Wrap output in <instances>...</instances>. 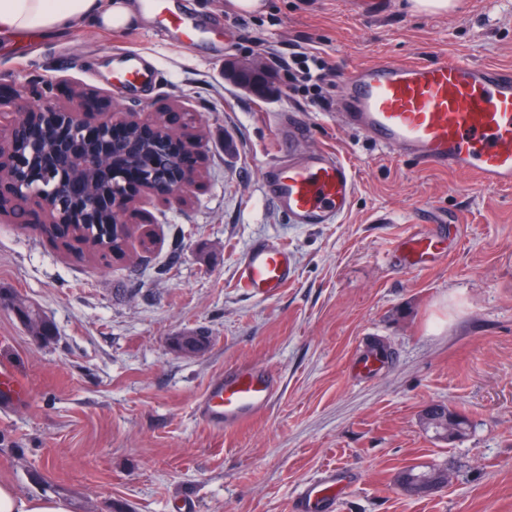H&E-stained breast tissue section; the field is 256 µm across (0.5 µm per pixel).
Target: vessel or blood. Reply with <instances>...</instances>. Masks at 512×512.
I'll list each match as a JSON object with an SVG mask.
<instances>
[{
	"mask_svg": "<svg viewBox=\"0 0 512 512\" xmlns=\"http://www.w3.org/2000/svg\"><path fill=\"white\" fill-rule=\"evenodd\" d=\"M146 12L178 35L187 47L202 35L174 11L168 0H146ZM118 75L130 90L152 81L137 54L122 55ZM342 107L349 124L378 146L445 170L460 172L485 186L512 185V69L468 60L448 62L378 61L347 71ZM270 199L293 224H335L351 204L355 183L350 166L334 151L317 148L303 157L276 152L262 170ZM403 249L410 267L424 268L437 244L413 233ZM292 253L274 240H261L243 252L239 282L253 296L269 299L293 279ZM278 391L261 367L225 371L212 381L195 412L216 428L239 427L265 412ZM28 389L9 367L0 365V408L26 400ZM340 492L335 471L305 484L295 512H336Z\"/></svg>",
	"mask_w": 512,
	"mask_h": 512,
	"instance_id": "b4317fda",
	"label": "vessel or blood"
}]
</instances>
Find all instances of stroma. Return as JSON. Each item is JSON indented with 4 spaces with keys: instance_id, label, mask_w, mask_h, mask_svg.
Masks as SVG:
<instances>
[{
    "instance_id": "obj_1",
    "label": "stroma",
    "mask_w": 512,
    "mask_h": 512,
    "mask_svg": "<svg viewBox=\"0 0 512 512\" xmlns=\"http://www.w3.org/2000/svg\"><path fill=\"white\" fill-rule=\"evenodd\" d=\"M444 13L385 0L362 17L355 0H172L208 30L175 46L154 20L126 32L84 28L0 40V95L33 107L25 86L65 105L76 87L125 109L173 106L204 145L197 185L180 203L140 196L124 216L126 253L89 259L58 246L41 224L0 217V292L37 304L55 336L37 343L0 303V364L28 385V401L0 412V480L24 496L70 500L72 512H291L302 487L336 469V512H512V186L484 187L376 146L350 127L342 74L381 60L467 59L512 67V0H456ZM261 39L256 49L253 39ZM299 44L331 72L330 111L274 78L256 97L229 66ZM138 52L157 80L144 96L116 77L118 50ZM296 114L329 147L356 190L338 224H292L267 197L261 167L276 120ZM428 220L414 224L415 212ZM445 249L415 271L394 255L408 233ZM291 250L295 276L259 300L238 282L243 251L259 239ZM201 331L208 345L177 352L173 336ZM377 355L379 370L354 362ZM259 366L279 385L249 423L218 429L194 407L225 369ZM463 413L468 433L424 429L422 410ZM412 465L450 483L413 496L397 483Z\"/></svg>"
}]
</instances>
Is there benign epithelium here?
Segmentation results:
<instances>
[{
  "label": "benign epithelium",
  "instance_id": "7a95c632",
  "mask_svg": "<svg viewBox=\"0 0 512 512\" xmlns=\"http://www.w3.org/2000/svg\"><path fill=\"white\" fill-rule=\"evenodd\" d=\"M29 94L39 104L24 114L16 113L13 102L0 99V211H8L15 223H28L35 205L63 240L87 204L97 213L84 222H98L97 214L106 209L112 212V223H121L135 197L123 186L120 194L112 195V177L125 175L124 160L135 146L117 142L118 129L135 130L158 147L148 159L153 174L140 179L143 192L179 202L194 183L187 169L193 159L186 150L199 154L198 143L176 137L173 127L180 116L174 109L161 107L142 122L86 88L78 89L66 106L45 101L43 89L32 87Z\"/></svg>",
  "mask_w": 512,
  "mask_h": 512
}]
</instances>
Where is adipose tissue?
Here are the masks:
<instances>
[{"mask_svg":"<svg viewBox=\"0 0 512 512\" xmlns=\"http://www.w3.org/2000/svg\"><path fill=\"white\" fill-rule=\"evenodd\" d=\"M138 0H0V38L30 30L67 33L88 26L106 31L137 27ZM0 512H70L62 497L30 499L0 481Z\"/></svg>","mask_w":512,"mask_h":512,"instance_id":"adipose-tissue-1","label":"adipose tissue"}]
</instances>
